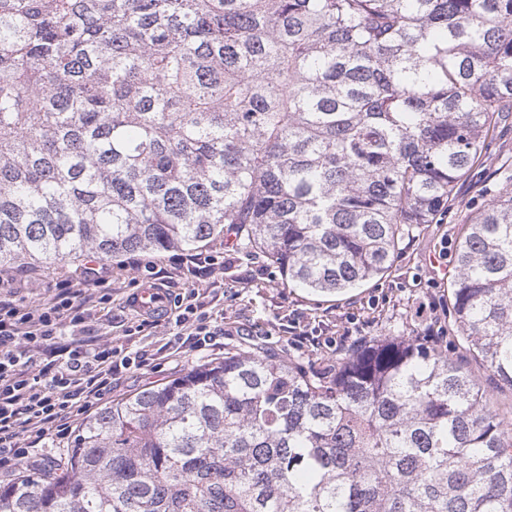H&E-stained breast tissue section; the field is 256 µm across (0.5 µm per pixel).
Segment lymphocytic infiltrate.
<instances>
[{
    "label": "lymphocytic infiltrate",
    "instance_id": "obj_1",
    "mask_svg": "<svg viewBox=\"0 0 512 512\" xmlns=\"http://www.w3.org/2000/svg\"><path fill=\"white\" fill-rule=\"evenodd\" d=\"M169 305L167 319L176 328L175 362H185L223 335L198 291L175 295ZM95 310H112V268L106 264L61 276L51 293L38 298L16 277H0L1 471L32 463V448L70 435L111 394L119 372L147 366L145 354L94 336Z\"/></svg>",
    "mask_w": 512,
    "mask_h": 512
}]
</instances>
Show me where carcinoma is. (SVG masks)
Returning <instances> with one entry per match:
<instances>
[{
	"label": "carcinoma",
	"mask_w": 512,
	"mask_h": 512,
	"mask_svg": "<svg viewBox=\"0 0 512 512\" xmlns=\"http://www.w3.org/2000/svg\"><path fill=\"white\" fill-rule=\"evenodd\" d=\"M512 113V0H0V268L228 229L326 294L391 267ZM451 314L512 387V188ZM0 512H512V426L393 336L330 372L229 349L89 416Z\"/></svg>",
	"instance_id": "cac0c4a2"
}]
</instances>
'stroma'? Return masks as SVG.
<instances>
[{
    "label": "stroma",
    "mask_w": 512,
    "mask_h": 512,
    "mask_svg": "<svg viewBox=\"0 0 512 512\" xmlns=\"http://www.w3.org/2000/svg\"><path fill=\"white\" fill-rule=\"evenodd\" d=\"M512 187V117L496 127L487 154L457 185L447 212L433 224L412 225L384 278L336 295H320L288 287L274 264L259 250L247 246L235 230L212 243L223 252L224 270L182 274L162 279L169 293L186 288L207 292L206 309L224 317V334L211 349L193 355V362L223 357L225 349L255 345L272 349L305 366L324 369L340 359L333 342L348 325L349 317L367 322V338L402 336L417 340L432 315L428 304L440 300L444 333L438 348L450 361L464 364L484 388L491 405L502 418L512 420V389L503 385L479 360L470 356L450 316V284L455 276L454 257L462 228L497 192ZM112 317L95 322L100 339L132 350H145L150 366L144 376L126 372L112 386L113 398H121L145 386L171 379L176 373L167 344L166 322L136 336L125 329L137 317L127 304L131 279H145L144 269L133 267L129 256L112 261ZM312 334L314 344L298 346L294 330Z\"/></svg>",
    "instance_id": "1"
}]
</instances>
